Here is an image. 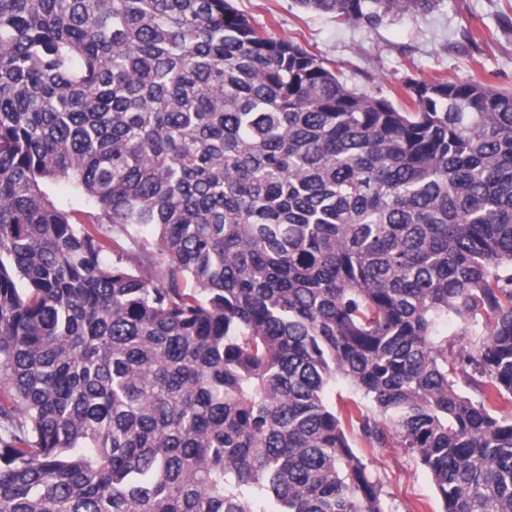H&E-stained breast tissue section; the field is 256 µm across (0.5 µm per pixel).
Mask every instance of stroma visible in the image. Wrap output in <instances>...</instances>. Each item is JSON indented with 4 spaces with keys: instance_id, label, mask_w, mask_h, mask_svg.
<instances>
[{
    "instance_id": "1",
    "label": "stroma",
    "mask_w": 512,
    "mask_h": 512,
    "mask_svg": "<svg viewBox=\"0 0 512 512\" xmlns=\"http://www.w3.org/2000/svg\"><path fill=\"white\" fill-rule=\"evenodd\" d=\"M270 35L322 58L348 87L404 101L407 79L475 77L512 89V0H444L439 9L407 12L370 31L333 15L307 12L295 0H233ZM470 31L474 43L462 33ZM352 446L383 485L390 512H440L417 457L399 442L373 449L352 434Z\"/></svg>"
}]
</instances>
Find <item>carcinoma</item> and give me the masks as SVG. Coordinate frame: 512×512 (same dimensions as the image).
I'll use <instances>...</instances> for the list:
<instances>
[{
  "label": "carcinoma",
  "mask_w": 512,
  "mask_h": 512,
  "mask_svg": "<svg viewBox=\"0 0 512 512\" xmlns=\"http://www.w3.org/2000/svg\"><path fill=\"white\" fill-rule=\"evenodd\" d=\"M405 88L232 0H0V512H388L351 430L512 512V91ZM117 240L119 245L124 248V259L127 258L129 266L140 270L144 275L154 280L162 278L163 272L161 267L144 254L135 243L124 236ZM330 403L336 406V410L341 411L345 403H350L351 400L361 402L365 411L371 412V405L362 395L356 392L351 386L341 379L336 380V384L333 386L330 395Z\"/></svg>",
  "instance_id": "cac0c4a2"
}]
</instances>
